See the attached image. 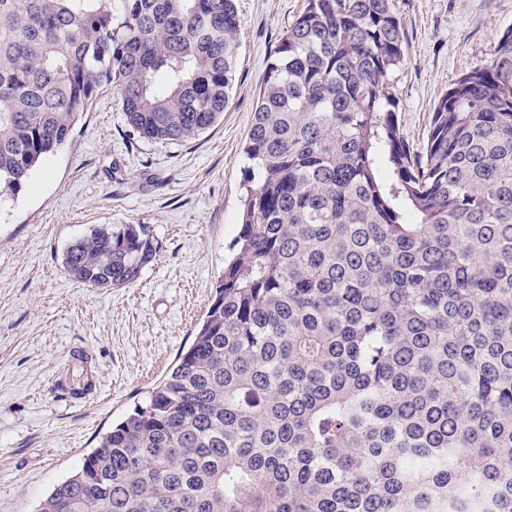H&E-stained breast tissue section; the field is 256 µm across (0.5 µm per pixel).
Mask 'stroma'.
<instances>
[{"mask_svg":"<svg viewBox=\"0 0 512 512\" xmlns=\"http://www.w3.org/2000/svg\"><path fill=\"white\" fill-rule=\"evenodd\" d=\"M407 33L392 84L400 128L423 152L437 100L486 63L512 0H393ZM239 62L228 107L196 138H142L104 88L73 145L0 200V512H36L188 348L240 229L243 146L266 68L305 0H236ZM145 225L157 247L109 291L69 278L89 227Z\"/></svg>","mask_w":512,"mask_h":512,"instance_id":"35a3bbf8","label":"stroma"}]
</instances>
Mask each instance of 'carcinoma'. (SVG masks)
Wrapping results in <instances>:
<instances>
[{"instance_id":"carcinoma-1","label":"carcinoma","mask_w":512,"mask_h":512,"mask_svg":"<svg viewBox=\"0 0 512 512\" xmlns=\"http://www.w3.org/2000/svg\"><path fill=\"white\" fill-rule=\"evenodd\" d=\"M235 0H0V198L100 88L141 137L224 114ZM392 0H307L248 132L235 255L172 372L38 512H512V28L400 132ZM143 224L71 243L120 288Z\"/></svg>"}]
</instances>
